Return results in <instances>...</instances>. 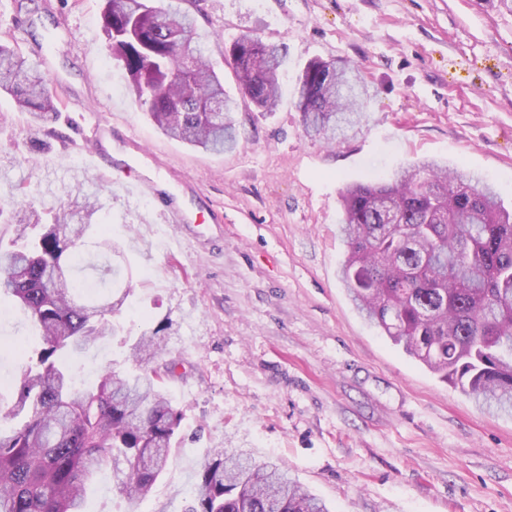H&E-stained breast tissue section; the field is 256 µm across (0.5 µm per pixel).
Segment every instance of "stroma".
Segmentation results:
<instances>
[{"mask_svg":"<svg viewBox=\"0 0 512 512\" xmlns=\"http://www.w3.org/2000/svg\"><path fill=\"white\" fill-rule=\"evenodd\" d=\"M105 0H0V33L46 55L61 93L47 131L0 96V204L45 207L99 188L98 218L124 241L134 288L114 336L67 362L84 385L135 369L130 347L157 332L164 389L183 441L139 512H185L212 448L285 463L332 512H512V417L470 397L394 346L339 280V192L422 159L464 165L512 206V6L502 0H189L197 34L236 97L242 138L212 154L164 135L110 62ZM248 34L283 47L274 112L238 96L229 48ZM314 59L355 65L370 94L358 133L304 136L299 79ZM110 122L106 147L167 190L128 197L89 162L77 116ZM27 183L31 196L17 193ZM180 248L168 245L172 236ZM0 406L42 345L0 299Z\"/></svg>","mask_w":512,"mask_h":512,"instance_id":"obj_1","label":"stroma"}]
</instances>
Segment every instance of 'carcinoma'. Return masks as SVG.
I'll return each mask as SVG.
<instances>
[{
  "label": "carcinoma",
  "instance_id": "carcinoma-1",
  "mask_svg": "<svg viewBox=\"0 0 512 512\" xmlns=\"http://www.w3.org/2000/svg\"><path fill=\"white\" fill-rule=\"evenodd\" d=\"M183 0H106L102 26L110 58L127 74L138 107L161 132L221 154L238 143L235 101L195 41ZM284 49L252 35L230 49L241 94L272 112L281 98ZM0 92L40 131L58 98L40 65L13 40L0 39ZM367 89L341 61L312 60L300 78L304 132L336 139L340 123L362 118ZM347 255L340 280L361 314L409 356L482 408L512 413V211L491 185L464 169L425 161L341 191ZM97 195L44 211L30 202L0 207V294L38 326L44 347L19 381L17 399L0 409V512H83L88 487L112 470V489L144 501L179 444L182 414L157 369L125 377L107 369L81 390L58 363L114 333L108 316L123 300L79 301L89 266L113 282L120 254L112 231L94 215ZM161 345L143 335L130 349L149 362ZM187 512H329L279 463L213 448Z\"/></svg>",
  "mask_w": 512,
  "mask_h": 512
}]
</instances>
